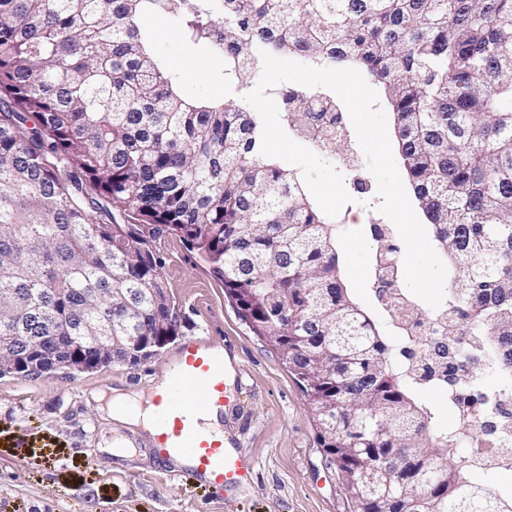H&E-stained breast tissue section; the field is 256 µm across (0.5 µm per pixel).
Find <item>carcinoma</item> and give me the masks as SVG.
Returning <instances> with one entry per match:
<instances>
[{"label":"carcinoma","mask_w":512,"mask_h":512,"mask_svg":"<svg viewBox=\"0 0 512 512\" xmlns=\"http://www.w3.org/2000/svg\"><path fill=\"white\" fill-rule=\"evenodd\" d=\"M152 16L224 58L228 98L193 100L151 46ZM354 68L380 84L398 152L450 288L421 355L480 366L456 392L478 435L444 427L435 387L395 362L343 281L336 224L297 172L260 153L262 119L237 103L261 52ZM302 135L320 91L275 86ZM197 251L242 319L282 355L354 512H512L481 451L512 420V0H0V341L39 336L95 368L89 336H178L153 242Z\"/></svg>","instance_id":"carcinoma-1"}]
</instances>
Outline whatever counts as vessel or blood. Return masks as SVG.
I'll return each instance as SVG.
<instances>
[{"instance_id": "1", "label": "vessel or blood", "mask_w": 512, "mask_h": 512, "mask_svg": "<svg viewBox=\"0 0 512 512\" xmlns=\"http://www.w3.org/2000/svg\"><path fill=\"white\" fill-rule=\"evenodd\" d=\"M235 366L223 345L194 339L182 345L170 371L153 388L157 454L186 463L193 476L217 489L246 483L254 468L250 459L210 439L201 428L204 417L228 407L225 377Z\"/></svg>"}]
</instances>
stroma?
<instances>
[{
  "label": "stroma",
  "instance_id": "1",
  "mask_svg": "<svg viewBox=\"0 0 512 512\" xmlns=\"http://www.w3.org/2000/svg\"><path fill=\"white\" fill-rule=\"evenodd\" d=\"M153 47L170 70H193V78L182 81L187 96L203 91L223 99L222 65L188 44L175 24L162 21ZM320 156L343 175L353 198L338 216V250L370 240V225L386 218L374 209L377 181L355 132H348L344 147L325 148ZM158 248L180 310L179 342L134 366L0 376V512H353L319 444L307 400L276 351L242 320L199 255L175 236ZM373 259V249H365L354 263L343 264V275L391 339L396 330L377 300ZM202 336L230 340L241 365L233 387L236 411L225 416L224 427L238 452L253 461L254 475L229 492L166 472L148 434L113 421L103 402L114 389L149 394L174 364L180 342Z\"/></svg>",
  "mask_w": 512,
  "mask_h": 512
}]
</instances>
